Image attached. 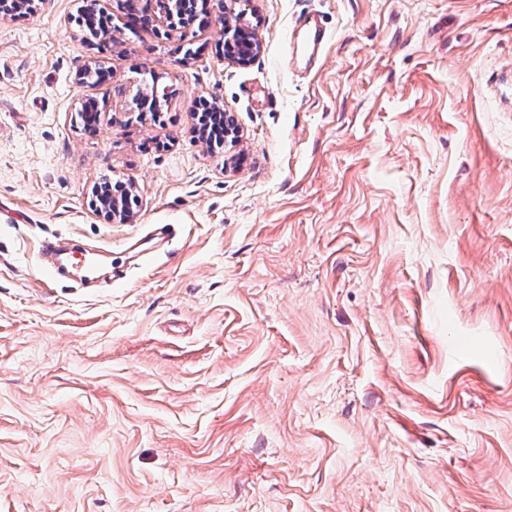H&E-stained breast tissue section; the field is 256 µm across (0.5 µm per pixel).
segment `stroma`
I'll use <instances>...</instances> for the list:
<instances>
[{"mask_svg": "<svg viewBox=\"0 0 512 512\" xmlns=\"http://www.w3.org/2000/svg\"><path fill=\"white\" fill-rule=\"evenodd\" d=\"M86 2L0 18V512H512V0H249L245 66ZM49 237L99 285L48 281ZM298 27L302 34V51L309 61H318L327 46L329 35L319 24L315 16L303 14L296 20L293 28ZM216 111L211 106L203 107L201 104L198 106L196 113L198 123L201 130L205 131L207 142L214 146L221 143H225L224 130L231 131L236 129L237 133H240V127L237 121V117L233 112H224L222 119L224 120V130H216L213 125L212 114ZM108 182L112 183V179H109ZM109 183L98 182L92 187L93 211L108 223H127L132 219L133 213L127 206L126 199L123 198V201H121L120 193L125 191V194L136 196V185L120 178H113V184L118 183L119 187H122L121 191L116 193L110 188Z\"/></svg>", "mask_w": 512, "mask_h": 512, "instance_id": "35a3bbf8", "label": "stroma"}]
</instances>
